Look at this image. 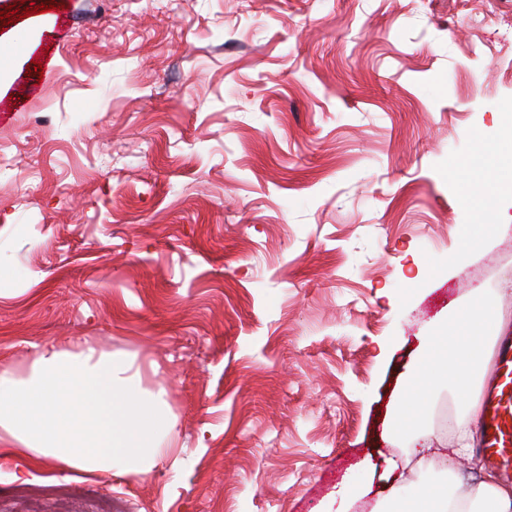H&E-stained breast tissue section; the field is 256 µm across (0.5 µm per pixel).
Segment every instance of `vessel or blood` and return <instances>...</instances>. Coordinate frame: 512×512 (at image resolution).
Masks as SVG:
<instances>
[{
	"mask_svg": "<svg viewBox=\"0 0 512 512\" xmlns=\"http://www.w3.org/2000/svg\"><path fill=\"white\" fill-rule=\"evenodd\" d=\"M477 430L488 463L512 473V338L496 341L495 362L481 391V416Z\"/></svg>",
	"mask_w": 512,
	"mask_h": 512,
	"instance_id": "obj_1",
	"label": "vessel or blood"
}]
</instances>
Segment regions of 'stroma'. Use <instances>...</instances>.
<instances>
[{
	"mask_svg": "<svg viewBox=\"0 0 512 512\" xmlns=\"http://www.w3.org/2000/svg\"><path fill=\"white\" fill-rule=\"evenodd\" d=\"M0 50V372L127 362L152 470L0 457V512H370L424 340L512 317V203L469 249L461 165L512 108V0H25ZM43 74H35V63ZM498 227L499 224L494 223L463 226L461 227L462 237L471 248H479L485 244Z\"/></svg>",
	"mask_w": 512,
	"mask_h": 512,
	"instance_id": "obj_1",
	"label": "stroma"
}]
</instances>
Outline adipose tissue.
<instances>
[{
  "label": "adipose tissue",
  "instance_id": "1",
  "mask_svg": "<svg viewBox=\"0 0 512 512\" xmlns=\"http://www.w3.org/2000/svg\"><path fill=\"white\" fill-rule=\"evenodd\" d=\"M474 151L464 163L466 201L479 213H494L492 192L504 170L512 169V115L496 131L473 134ZM500 303L477 296L457 312L451 335L437 333L404 386L410 409L406 422L428 408L432 391L464 382L488 360V333H499ZM122 361L94 351L71 354L45 345L30 380L0 374V455L24 460L29 468L107 475L114 467L140 476L162 454L169 418L162 404L141 400ZM398 512H512V487L488 472L465 492L455 486L419 483L412 491L394 488Z\"/></svg>",
  "mask_w": 512,
  "mask_h": 512
}]
</instances>
